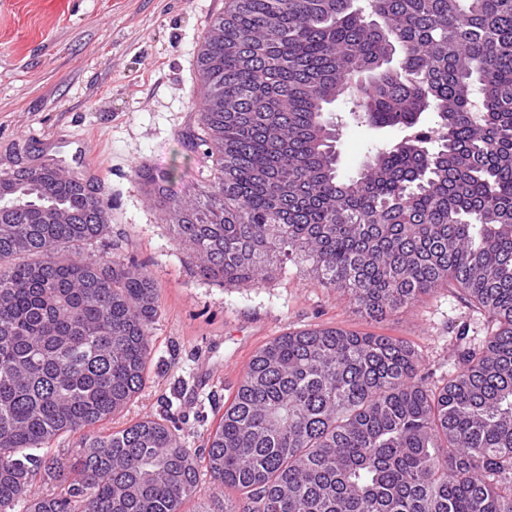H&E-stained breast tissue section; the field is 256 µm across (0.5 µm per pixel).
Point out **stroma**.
<instances>
[{"label":"stroma","mask_w":512,"mask_h":512,"mask_svg":"<svg viewBox=\"0 0 512 512\" xmlns=\"http://www.w3.org/2000/svg\"><path fill=\"white\" fill-rule=\"evenodd\" d=\"M226 4L0 0V174L48 162L76 176L93 169L109 205V251L144 261L161 290L145 385L104 429L175 412L192 449L205 446L250 357L275 336L314 326L391 336L410 346L435 388L492 328L487 313L445 284L374 320L348 295L317 286L298 262L254 285L198 275L135 172L174 171L170 191L192 194L207 164L193 144L196 61ZM331 110L341 173L358 172L372 148L405 135L353 119L343 102Z\"/></svg>","instance_id":"1"}]
</instances>
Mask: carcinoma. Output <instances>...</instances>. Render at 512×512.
<instances>
[{
  "label": "carcinoma",
  "instance_id": "obj_1",
  "mask_svg": "<svg viewBox=\"0 0 512 512\" xmlns=\"http://www.w3.org/2000/svg\"><path fill=\"white\" fill-rule=\"evenodd\" d=\"M195 193L136 175L199 273L288 260L382 318L443 283L496 328L433 389L402 341L314 327L259 348L194 452L175 418L95 430L140 393L161 314L146 265L88 246L108 204L59 168L0 196V512H512V0H229L198 56ZM377 127L437 117L337 170L338 99ZM63 435L78 448L60 460ZM59 491L34 492L37 480ZM209 475L203 472L200 475V486L206 494L201 497H195L185 503L182 510L183 512H195L197 510H209V512H222L224 510V494L225 498H230L233 501L236 498V494L230 490H224L223 494H209L208 489L211 486Z\"/></svg>",
  "mask_w": 512,
  "mask_h": 512
}]
</instances>
